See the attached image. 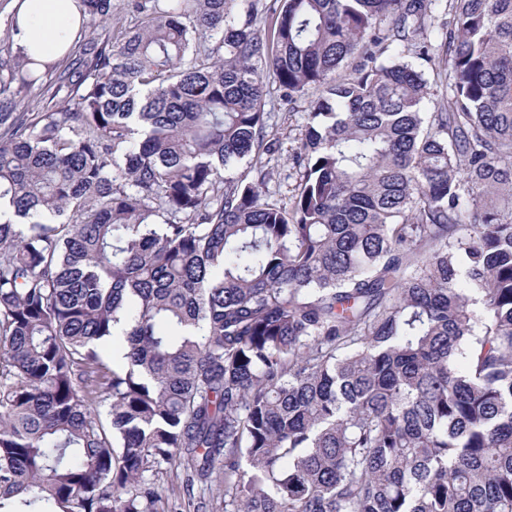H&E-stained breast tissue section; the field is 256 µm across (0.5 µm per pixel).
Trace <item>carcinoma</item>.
<instances>
[{
    "label": "carcinoma",
    "instance_id": "obj_1",
    "mask_svg": "<svg viewBox=\"0 0 512 512\" xmlns=\"http://www.w3.org/2000/svg\"><path fill=\"white\" fill-rule=\"evenodd\" d=\"M434 2L129 0L49 112L0 61V512H512V0ZM416 49L410 47V50L405 52V60L411 63L417 70L424 73V76L431 84V96L425 101L424 112H435L441 102L446 99L448 92L445 85L436 81V72L443 68L445 65V52L442 49L432 55L431 60L421 59L417 55ZM265 95L263 97L264 110L267 113L268 131L275 134L281 143L278 160H273L272 179L268 184L272 199H280L291 196L296 184V178L283 181V177L293 166V154L299 146L300 139L304 135V126L307 113L313 110V106L321 96V90L310 87L292 103L283 99V94L271 78H266Z\"/></svg>",
    "mask_w": 512,
    "mask_h": 512
}]
</instances>
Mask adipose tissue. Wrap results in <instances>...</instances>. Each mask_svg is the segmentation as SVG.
Returning a JSON list of instances; mask_svg holds the SVG:
<instances>
[{"label":"adipose tissue","mask_w":512,"mask_h":512,"mask_svg":"<svg viewBox=\"0 0 512 512\" xmlns=\"http://www.w3.org/2000/svg\"><path fill=\"white\" fill-rule=\"evenodd\" d=\"M14 7L16 44L44 64L68 51L82 23L79 0H14Z\"/></svg>","instance_id":"adipose-tissue-1"}]
</instances>
